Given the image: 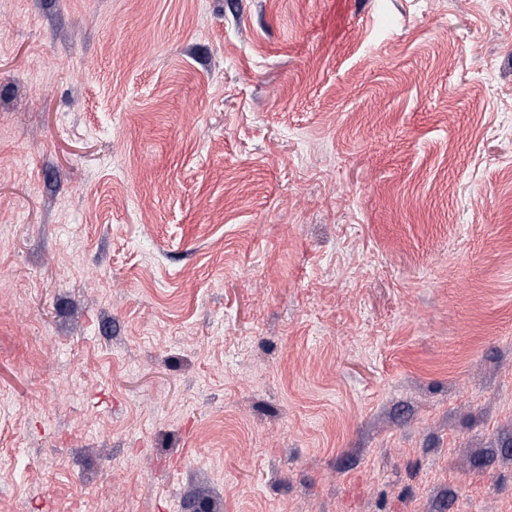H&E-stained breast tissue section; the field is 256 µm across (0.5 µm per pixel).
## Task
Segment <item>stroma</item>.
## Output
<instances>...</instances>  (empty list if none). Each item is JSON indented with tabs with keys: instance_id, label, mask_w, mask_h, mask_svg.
Instances as JSON below:
<instances>
[{
	"instance_id": "1",
	"label": "stroma",
	"mask_w": 512,
	"mask_h": 512,
	"mask_svg": "<svg viewBox=\"0 0 512 512\" xmlns=\"http://www.w3.org/2000/svg\"><path fill=\"white\" fill-rule=\"evenodd\" d=\"M0 0V512H512V0Z\"/></svg>"
}]
</instances>
